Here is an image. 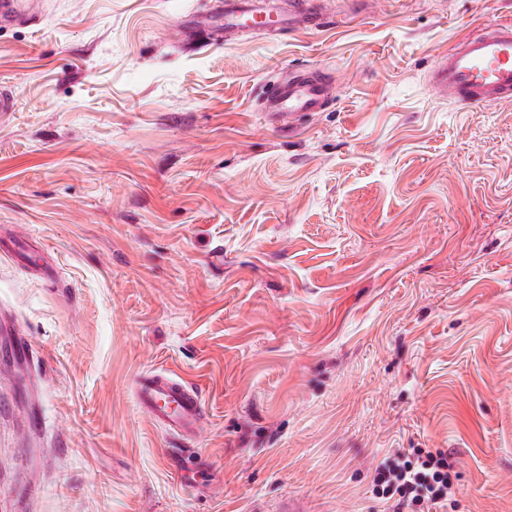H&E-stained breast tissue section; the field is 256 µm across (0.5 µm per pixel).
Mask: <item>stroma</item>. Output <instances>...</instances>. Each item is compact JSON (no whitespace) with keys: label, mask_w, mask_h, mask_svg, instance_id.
<instances>
[{"label":"stroma","mask_w":512,"mask_h":512,"mask_svg":"<svg viewBox=\"0 0 512 512\" xmlns=\"http://www.w3.org/2000/svg\"><path fill=\"white\" fill-rule=\"evenodd\" d=\"M0 29V512H386L376 467L458 460L512 512V102L436 58L512 0H323V29H206L220 0H45ZM330 77L277 120L263 85ZM195 385V436L135 380Z\"/></svg>","instance_id":"35a3bbf8"}]
</instances>
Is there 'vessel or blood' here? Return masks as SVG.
<instances>
[{"label": "vessel or blood", "instance_id": "1", "mask_svg": "<svg viewBox=\"0 0 512 512\" xmlns=\"http://www.w3.org/2000/svg\"><path fill=\"white\" fill-rule=\"evenodd\" d=\"M30 0H0V24L21 21ZM321 10L308 0H295L291 9L270 12L258 0H224L225 30L256 29L283 32L320 23ZM427 79L436 92L460 106L512 98V20H500L483 33L465 37L441 55ZM329 85L311 71L290 72L286 81L263 88L262 111L281 115L323 109ZM139 404L166 430L188 434L202 413L199 394L166 372H148L136 379Z\"/></svg>", "mask_w": 512, "mask_h": 512}]
</instances>
